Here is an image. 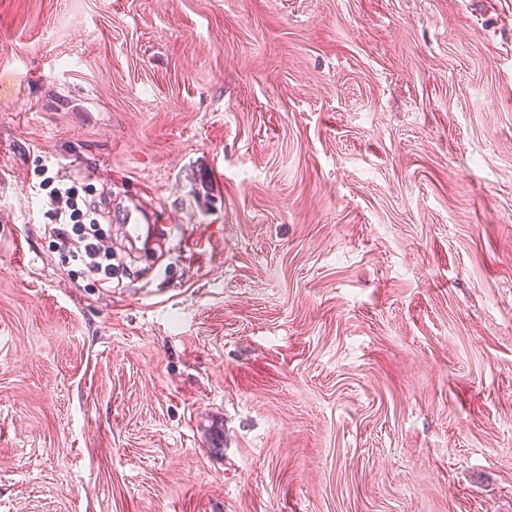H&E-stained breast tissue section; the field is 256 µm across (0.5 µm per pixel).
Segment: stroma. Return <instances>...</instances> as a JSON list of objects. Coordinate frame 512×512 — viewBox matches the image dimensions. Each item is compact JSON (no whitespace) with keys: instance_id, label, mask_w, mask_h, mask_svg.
Masks as SVG:
<instances>
[{"instance_id":"1","label":"stroma","mask_w":512,"mask_h":512,"mask_svg":"<svg viewBox=\"0 0 512 512\" xmlns=\"http://www.w3.org/2000/svg\"><path fill=\"white\" fill-rule=\"evenodd\" d=\"M0 512H512V0H0ZM49 201L52 206L48 211L52 222L50 230L53 235L61 240V244L67 246L71 241H75L78 246L76 250L72 251V258L76 261H83L85 258L92 260V271L100 275V281L103 285L112 284V264L100 257L101 248L99 247L96 235L84 232V224H96L93 220L86 222L87 214L78 207H75L73 202L74 187H54L49 192ZM65 200L66 208L60 206V202ZM62 226V227H61ZM71 226V233L67 227ZM91 235V236H89ZM140 223V216L133 215L132 210L126 212L124 227L129 242L135 246L139 244L140 249L146 250L151 242V230L155 225Z\"/></svg>"}]
</instances>
